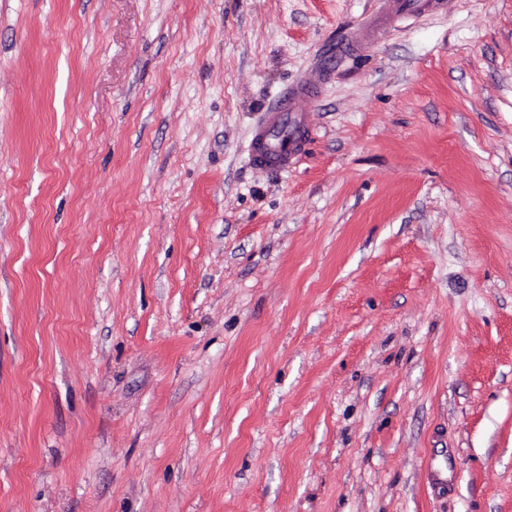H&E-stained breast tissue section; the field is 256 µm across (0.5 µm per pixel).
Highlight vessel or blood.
Listing matches in <instances>:
<instances>
[{"label": "vessel or blood", "instance_id": "vessel-or-blood-1", "mask_svg": "<svg viewBox=\"0 0 512 512\" xmlns=\"http://www.w3.org/2000/svg\"><path fill=\"white\" fill-rule=\"evenodd\" d=\"M320 83V77L312 76L276 97L253 129L249 157L254 165L281 172L304 156L310 131L299 103L315 97Z\"/></svg>", "mask_w": 512, "mask_h": 512}]
</instances>
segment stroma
<instances>
[{
	"mask_svg": "<svg viewBox=\"0 0 512 512\" xmlns=\"http://www.w3.org/2000/svg\"><path fill=\"white\" fill-rule=\"evenodd\" d=\"M385 5L0 0V512H512V0ZM320 83V76H312L276 97L253 129L249 157L254 165L288 171L305 155L310 130L298 104L317 96Z\"/></svg>",
	"mask_w": 512,
	"mask_h": 512,
	"instance_id": "stroma-1",
	"label": "stroma"
}]
</instances>
